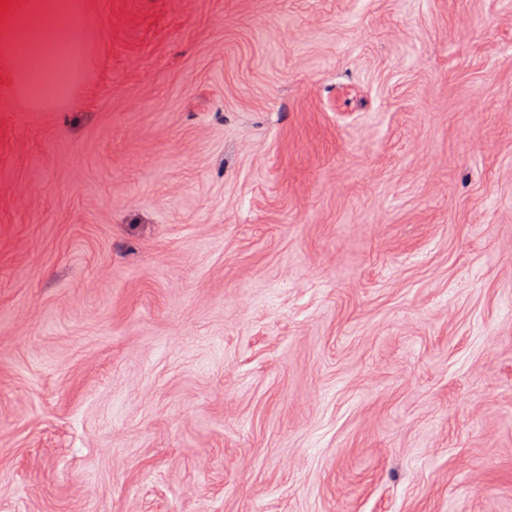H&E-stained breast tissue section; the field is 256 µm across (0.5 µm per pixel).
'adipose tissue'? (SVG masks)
Masks as SVG:
<instances>
[{"instance_id": "obj_1", "label": "adipose tissue", "mask_w": 512, "mask_h": 512, "mask_svg": "<svg viewBox=\"0 0 512 512\" xmlns=\"http://www.w3.org/2000/svg\"><path fill=\"white\" fill-rule=\"evenodd\" d=\"M98 10L96 0H9L0 13V65L7 67L20 94H27L25 67L16 48L18 35L32 43L63 45L67 57L50 66L45 79L51 85L56 103L67 101L83 71L81 61L90 53L87 29L89 18Z\"/></svg>"}]
</instances>
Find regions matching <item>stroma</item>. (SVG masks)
Instances as JSON below:
<instances>
[{
  "label": "stroma",
  "mask_w": 512,
  "mask_h": 512,
  "mask_svg": "<svg viewBox=\"0 0 512 512\" xmlns=\"http://www.w3.org/2000/svg\"><path fill=\"white\" fill-rule=\"evenodd\" d=\"M0 67V512H512V0H99ZM10 8L0 15V64L7 67L17 90L27 95L25 66L19 59L16 38L24 34L32 43L47 42L63 45L66 54L59 65L50 66L45 80L52 86L56 97L40 96L37 107H47L67 101L80 81L90 53L87 29L89 18L98 11L96 0H54L52 8H46L45 0H9ZM70 56H76L80 65L75 68Z\"/></svg>",
  "instance_id": "1"
}]
</instances>
